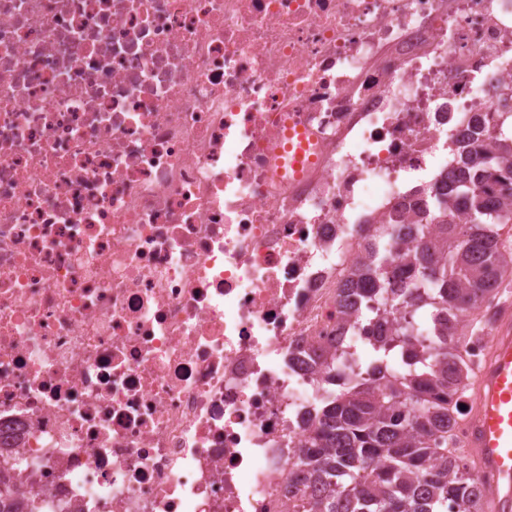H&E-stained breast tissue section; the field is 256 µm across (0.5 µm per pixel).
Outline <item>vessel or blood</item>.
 Wrapping results in <instances>:
<instances>
[{"label": "vessel or blood", "instance_id": "1", "mask_svg": "<svg viewBox=\"0 0 512 512\" xmlns=\"http://www.w3.org/2000/svg\"><path fill=\"white\" fill-rule=\"evenodd\" d=\"M488 343L473 380L465 446L488 486L491 512H512V308H500Z\"/></svg>", "mask_w": 512, "mask_h": 512}]
</instances>
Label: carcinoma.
<instances>
[{"instance_id":"1","label":"carcinoma","mask_w":512,"mask_h":512,"mask_svg":"<svg viewBox=\"0 0 512 512\" xmlns=\"http://www.w3.org/2000/svg\"><path fill=\"white\" fill-rule=\"evenodd\" d=\"M512 198V129L501 126L480 155L468 159L460 176L434 194L432 223L416 225L418 250L405 256L416 267L418 293L405 306L417 318L404 320L393 341L405 344L419 322L434 312L448 313L436 324L420 354L394 370L396 350L379 357L380 378L336 382L330 368L325 396L311 411L309 439L299 449L301 463L322 495L300 505L303 512H487L488 495L452 438L456 402L469 382L463 348L468 343L456 322L480 309L484 297L512 276L507 245L493 224H511L512 208L497 203ZM389 253L373 254L371 270L381 288ZM434 460L436 466L426 467ZM40 512L35 500L17 497L0 480V512Z\"/></svg>"}]
</instances>
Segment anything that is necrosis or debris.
I'll return each mask as SVG.
<instances>
[{"mask_svg": "<svg viewBox=\"0 0 512 512\" xmlns=\"http://www.w3.org/2000/svg\"><path fill=\"white\" fill-rule=\"evenodd\" d=\"M509 112L512 0H0V472L44 512L319 496L324 364L401 312L346 285Z\"/></svg>", "mask_w": 512, "mask_h": 512, "instance_id": "obj_1", "label": "necrosis or debris"}]
</instances>
